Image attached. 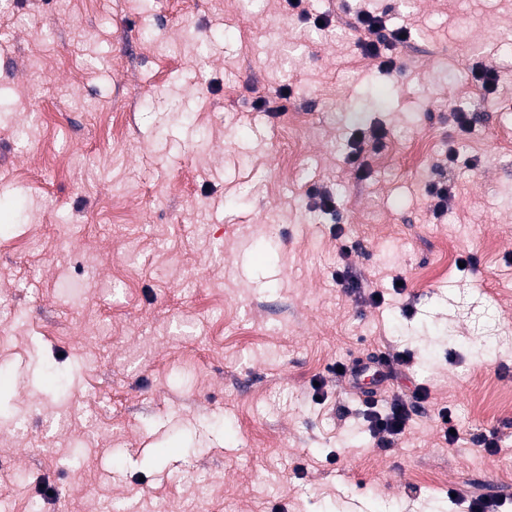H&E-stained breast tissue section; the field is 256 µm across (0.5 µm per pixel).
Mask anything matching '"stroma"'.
<instances>
[{
  "label": "stroma",
  "mask_w": 512,
  "mask_h": 512,
  "mask_svg": "<svg viewBox=\"0 0 512 512\" xmlns=\"http://www.w3.org/2000/svg\"><path fill=\"white\" fill-rule=\"evenodd\" d=\"M360 4L412 30L391 71ZM304 7L331 25L283 0H0V512H512V0ZM479 62L495 99L461 91ZM287 85L282 115L255 108ZM452 147L468 166L437 171ZM396 351L356 390L326 371ZM394 397L411 419L380 448L364 401ZM308 194L310 199L313 200L315 208H319L320 210L333 216V223L338 224L336 225V238H341L343 236L342 227L339 225L340 219L336 215L335 199L321 187L316 185L309 189Z\"/></svg>",
  "instance_id": "stroma-1"
}]
</instances>
